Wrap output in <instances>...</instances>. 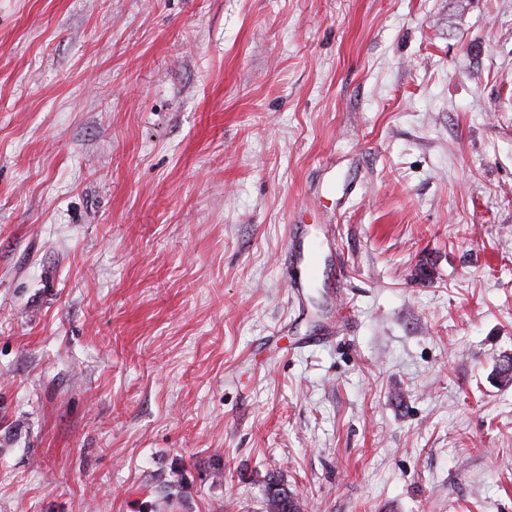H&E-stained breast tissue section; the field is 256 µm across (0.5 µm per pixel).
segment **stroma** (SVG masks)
<instances>
[{
  "label": "stroma",
  "mask_w": 512,
  "mask_h": 512,
  "mask_svg": "<svg viewBox=\"0 0 512 512\" xmlns=\"http://www.w3.org/2000/svg\"><path fill=\"white\" fill-rule=\"evenodd\" d=\"M508 357L512 0H0V512H512ZM288 257L291 265L296 264L301 267L298 275H295L290 280L291 288L297 290L307 288L309 283L315 280L323 264L325 265L326 263L321 246L315 241H308L306 246L303 242L298 249L292 246L288 250ZM273 485L280 486L273 490ZM267 504L270 512H300L298 499L280 476L270 475L266 481Z\"/></svg>",
  "instance_id": "obj_1"
}]
</instances>
